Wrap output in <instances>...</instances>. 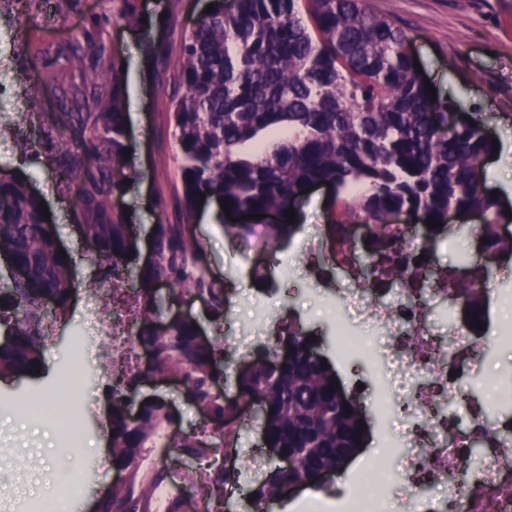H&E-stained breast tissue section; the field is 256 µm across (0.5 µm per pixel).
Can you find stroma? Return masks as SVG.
Returning a JSON list of instances; mask_svg holds the SVG:
<instances>
[{
  "instance_id": "35a3bbf8",
  "label": "stroma",
  "mask_w": 512,
  "mask_h": 512,
  "mask_svg": "<svg viewBox=\"0 0 512 512\" xmlns=\"http://www.w3.org/2000/svg\"><path fill=\"white\" fill-rule=\"evenodd\" d=\"M210 2L0 0V86L29 83L44 75L50 62L37 55V48L54 47L75 36L87 53H95L102 45L121 63L124 107L129 112L126 145L138 178L119 206L133 217L135 248L130 263L135 267L149 255L154 202L162 203L169 223L182 221V185L175 163L178 146L168 129V103L182 90L175 62L184 38ZM365 5L408 33L414 56L437 96L488 117L494 135L502 140L499 153L487 167L488 186L512 205V145L505 142L506 136L512 135V123L502 119L503 114H512V0H365ZM0 166L23 167L32 189L48 207L63 249L77 256L88 251L76 209L79 190L61 181L53 158L25 157L23 137L0 127ZM211 209V204L199 205L193 229L208 254L211 277L220 281L239 251L230 247L222 224L207 221ZM310 243L306 231L275 245L274 254L291 261L295 268L287 285L259 288L258 278L265 275V267L244 269L243 284L236 291L242 314L236 331H228L210 307L185 292L167 298L165 312L170 317L179 313L190 316L207 339H220L256 355L264 352L266 345L260 339L262 321L255 308L274 316L282 303H289L305 315L304 329L316 337L325 359L334 362L347 393L357 392L359 385H370L372 367L337 360L333 318L326 313L336 291L309 287L301 256ZM77 271L69 318L52 324L40 373L0 379V398L9 402L8 407H0V448L10 451L8 458L0 461V512H25L28 502L45 497L59 473L71 469L82 457L94 466L83 470L86 490L70 512H91L97 497L112 482L109 402L103 387H96L97 401L82 419L88 437L79 448L60 447L52 405H45L44 416L38 420L15 408L20 401L49 395L75 334L91 337V349L102 364L112 360L111 346L99 335L106 308V291L97 285L99 270L81 265ZM133 397L138 403L153 398L168 401L179 409L185 431H195L200 420L184 390L174 383L139 384ZM229 435L250 466L240 474L239 494L225 496L224 506L229 512H247L246 495L258 487L268 470L259 461L260 427L255 422L236 424ZM355 473L354 467L342 468L324 490L309 491L306 503L294 506L292 512H338L336 495L354 489Z\"/></svg>"
}]
</instances>
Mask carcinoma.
<instances>
[{"label": "carcinoma", "instance_id": "cac0c4a2", "mask_svg": "<svg viewBox=\"0 0 512 512\" xmlns=\"http://www.w3.org/2000/svg\"><path fill=\"white\" fill-rule=\"evenodd\" d=\"M184 38L176 67L184 93L168 104L169 128L179 148L176 162L182 182L183 223L170 224L156 213L151 233L154 260L137 272L139 289L117 297L136 310L132 343L155 354L153 370L178 373L198 412L209 413L214 437L224 434L238 416L234 405L212 391L222 367L219 343L198 342L192 319L159 327L160 303L154 282L208 297L212 312H228L224 285L208 278V257L189 224L201 199L230 201V213L275 211L277 224L265 225L262 240L252 224H226L224 233L248 250L259 241L272 247L292 237L300 224L285 212L313 184L331 185V232L360 221L373 226L370 252L396 254L404 263L400 240L390 217L398 213L409 224L426 225L431 242L455 232L448 212L465 215L478 209L483 221L478 237L496 252L512 255V242L498 229L512 221L487 186V163L494 156L493 137L480 112H468L448 100L432 99L415 65L410 39L400 27L367 10L363 0H224ZM87 52L72 38L57 52L62 70L78 73L79 82L61 87L65 111L54 116L66 150L54 153L60 176L80 193L77 208L82 230L94 248L103 282L119 288L130 275L131 225L114 200L136 179L126 156V113L120 76L113 60L99 56L86 64ZM52 71L29 86L25 108L42 106L41 86L58 81ZM43 198L30 189L24 170L0 167V255L25 271L0 288V331L12 336L0 345V376L36 371L51 323L66 317L76 258L61 256L53 225L43 215ZM486 281L475 265L466 278H452L448 300L472 303L475 320L482 314ZM288 362L270 363L273 352L252 362L245 378L233 386L265 405L262 433L276 448H311L325 461L336 449L354 448L362 438L358 404L336 400V369L313 357L310 334L290 327ZM112 400L109 417L111 464L128 472L112 489L101 512H147V505L166 480V470L138 472L151 449L162 444L184 457L200 456L195 435L176 433L173 414L161 403L147 402L140 419L126 418L127 399L106 390ZM239 472L215 471V479L197 487L208 502ZM309 474L274 469L254 490L255 512L269 499L287 497L288 483Z\"/></svg>", "mask_w": 512, "mask_h": 512}]
</instances>
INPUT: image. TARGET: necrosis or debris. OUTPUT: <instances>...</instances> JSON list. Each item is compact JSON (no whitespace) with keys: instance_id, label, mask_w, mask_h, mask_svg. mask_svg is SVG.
Returning a JSON list of instances; mask_svg holds the SVG:
<instances>
[{"instance_id":"4bbe7bcc","label":"necrosis or debris","mask_w":512,"mask_h":512,"mask_svg":"<svg viewBox=\"0 0 512 512\" xmlns=\"http://www.w3.org/2000/svg\"><path fill=\"white\" fill-rule=\"evenodd\" d=\"M317 230L350 284L343 300L346 315L335 323L336 355L381 372L384 383L370 393L368 406L380 422L383 447L396 450L401 460L392 474L361 463L362 489L341 494L339 512H387L390 492L398 485L408 492L410 512H512V376L500 382L492 409L471 403L463 416L448 412L460 382L482 364L486 344H512V328H496L488 340L473 335L464 321L454 337L432 334L431 302L445 283V269L410 279L408 288L391 296L386 288L368 285L367 265L381 269L389 259L365 251V225H350L343 244L331 243L327 225ZM364 317L381 324L378 337L360 335L358 321ZM95 368L88 337L75 336L54 386L62 394L57 412L62 447L75 448L83 440L80 417L93 401L88 378ZM487 418L494 428L482 436L481 463L461 476L459 464Z\"/></svg>"}]
</instances>
